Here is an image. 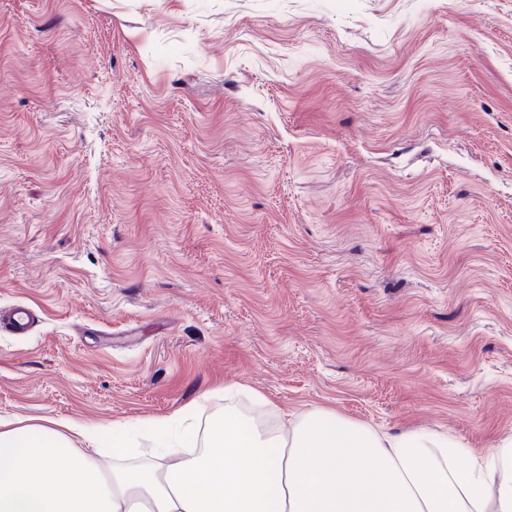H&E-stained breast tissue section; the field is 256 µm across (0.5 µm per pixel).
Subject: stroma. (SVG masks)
<instances>
[{
    "mask_svg": "<svg viewBox=\"0 0 512 512\" xmlns=\"http://www.w3.org/2000/svg\"><path fill=\"white\" fill-rule=\"evenodd\" d=\"M0 419L323 406L512 433V0H0ZM241 384L266 397L225 401Z\"/></svg>",
    "mask_w": 512,
    "mask_h": 512,
    "instance_id": "obj_1",
    "label": "stroma"
}]
</instances>
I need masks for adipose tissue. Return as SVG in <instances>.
I'll return each instance as SVG.
<instances>
[{"mask_svg":"<svg viewBox=\"0 0 512 512\" xmlns=\"http://www.w3.org/2000/svg\"><path fill=\"white\" fill-rule=\"evenodd\" d=\"M147 421L172 462L107 472L91 453L124 451L81 422L0 428V512H512V436L467 454L448 433L391 434L323 407L268 427L233 411L213 419L196 456L191 410Z\"/></svg>","mask_w":512,"mask_h":512,"instance_id":"obj_1","label":"adipose tissue"}]
</instances>
